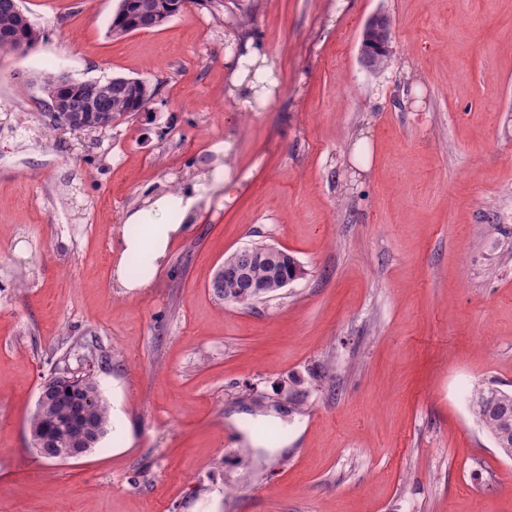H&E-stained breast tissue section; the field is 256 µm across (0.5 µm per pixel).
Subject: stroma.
Here are the masks:
<instances>
[{"label": "stroma", "instance_id": "35a3bbf8", "mask_svg": "<svg viewBox=\"0 0 512 512\" xmlns=\"http://www.w3.org/2000/svg\"><path fill=\"white\" fill-rule=\"evenodd\" d=\"M118 0H18L43 37L0 51V512H512L479 422L512 391V0H188L109 31ZM379 73L359 63L375 12ZM251 13L278 90L229 98ZM145 81L147 112L49 132L45 74ZM223 168L151 287H114L129 212ZM302 276L229 302L256 242ZM90 375L117 420L41 457V383ZM274 423L285 449L251 441ZM365 26V35L369 37H362L359 60L364 69L372 71L371 61L376 54H373L369 47L376 46L382 52L390 49L391 20L385 13L377 12L368 18ZM250 248L259 255L258 262L252 268V276L257 282L265 285L268 291L265 297L271 296L279 290L277 288L278 279L289 275L290 270L301 271L300 264L290 255L282 256V260L276 268L271 269L263 259V255L268 249L265 243L257 242L250 245ZM250 248L245 247L234 251L219 267L210 282L218 294L223 295L225 288H234L236 299L245 301L262 294L264 287L253 281L249 275Z\"/></svg>", "mask_w": 512, "mask_h": 512}]
</instances>
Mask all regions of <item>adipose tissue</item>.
Instances as JSON below:
<instances>
[{
	"label": "adipose tissue",
	"instance_id": "obj_1",
	"mask_svg": "<svg viewBox=\"0 0 512 512\" xmlns=\"http://www.w3.org/2000/svg\"><path fill=\"white\" fill-rule=\"evenodd\" d=\"M250 64L256 65L258 79L249 81L238 63L229 66L231 95L243 102L256 99L269 102L273 98L271 88L264 82L273 74V62L266 52L253 49L248 53ZM223 170L214 171L212 177L186 185L177 192L153 196L145 207L130 212L126 218L130 224H148L154 227L152 236L122 234L119 240L121 254H139L144 258V269L139 277H128L123 265H116L113 278L118 287L133 292L150 287L164 266L171 239L180 235L196 217L207 194L216 186L224 184Z\"/></svg>",
	"mask_w": 512,
	"mask_h": 512
}]
</instances>
